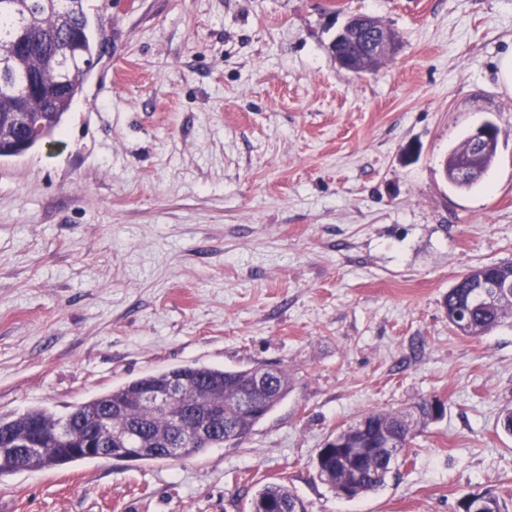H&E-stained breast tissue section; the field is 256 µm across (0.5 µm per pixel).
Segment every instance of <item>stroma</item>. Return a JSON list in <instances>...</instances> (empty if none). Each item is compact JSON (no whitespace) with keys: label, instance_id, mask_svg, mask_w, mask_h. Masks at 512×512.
<instances>
[{"label":"stroma","instance_id":"stroma-1","mask_svg":"<svg viewBox=\"0 0 512 512\" xmlns=\"http://www.w3.org/2000/svg\"><path fill=\"white\" fill-rule=\"evenodd\" d=\"M100 60L49 143L0 159V413L74 406L183 364L285 369L236 445L0 480V512H251L276 481L306 512L512 508V323L451 329L470 267L512 261V0H92ZM369 15L398 53L339 70ZM461 191L442 159L483 122ZM442 419L384 487L347 501L314 467L375 410ZM496 134L497 132L494 124L491 122H485L471 133V137L473 139V143L478 145L481 149L485 145L493 146ZM496 148L497 146H494L493 150L486 156L474 159L476 165L480 167L479 173L470 180L461 181L457 174L458 166L468 159L470 152L472 155H478L482 152V149L474 152L468 135L460 145L448 151V154H446V158L443 161L444 173L448 182L459 189H471L479 183L483 175L490 168L496 154ZM469 497H475V498H482L486 499L489 502H482V501H475L467 500L464 503H462V509L464 512H490L488 508H493V503L496 507V512H507V510L504 508V504L501 502L500 498L490 492L485 493H469L463 497L469 498ZM491 502V503H490Z\"/></svg>","mask_w":512,"mask_h":512}]
</instances>
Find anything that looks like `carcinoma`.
<instances>
[{"label":"carcinoma","instance_id":"obj_1","mask_svg":"<svg viewBox=\"0 0 512 512\" xmlns=\"http://www.w3.org/2000/svg\"><path fill=\"white\" fill-rule=\"evenodd\" d=\"M96 44L90 28L87 0H0V64L7 78L0 81V113L14 111L17 99H42L45 105L30 109L34 122H43L49 134L60 127L63 117L82 94L95 66ZM62 83L67 94L60 97L55 87ZM474 152L466 138L448 151L443 161L445 176L459 189L475 186L490 168L496 151L476 159L479 173L472 179L458 178V166ZM512 278V262L476 265L459 275L443 299L448 324L466 336H481L512 319V296L504 295L491 305L471 307L470 299L488 283ZM260 369H224L206 365H184L157 371L114 387L83 402L65 416L44 407L22 413L0 415V479L21 471L49 470L75 462L110 458L104 447L86 454L77 449L98 441L99 427L106 420L123 434V447L135 461L163 459L162 449L152 447L161 438L184 437L185 446L198 454L207 448L235 445L269 414L288 394V373L275 370L267 395L253 414H242L234 397L254 381ZM186 378L205 386L224 388V424L215 433L189 435L176 425L187 405L176 400L168 413L156 415L139 397L162 388L174 379ZM428 396L405 411L373 410L354 424L336 432L325 442L329 453L318 450L319 478L336 495L350 487L354 499L379 490L393 467L385 460L386 441L395 455L428 424L437 421L434 403ZM37 442L42 454L30 457L24 442ZM253 512H305L297 494L278 482L265 484L252 501Z\"/></svg>","mask_w":512,"mask_h":512}]
</instances>
